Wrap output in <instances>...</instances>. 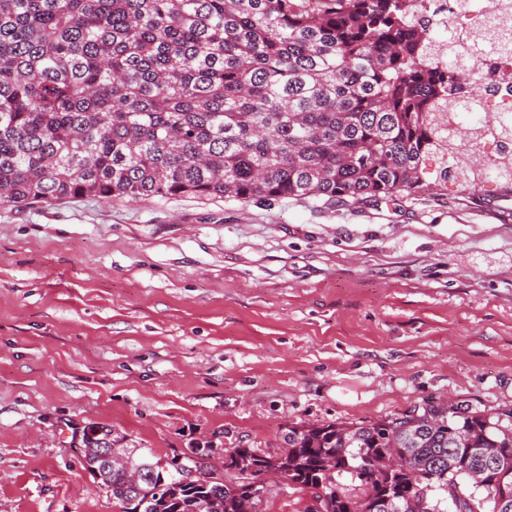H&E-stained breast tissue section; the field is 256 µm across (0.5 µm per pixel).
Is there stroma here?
Listing matches in <instances>:
<instances>
[{
	"label": "stroma",
	"mask_w": 512,
	"mask_h": 512,
	"mask_svg": "<svg viewBox=\"0 0 512 512\" xmlns=\"http://www.w3.org/2000/svg\"><path fill=\"white\" fill-rule=\"evenodd\" d=\"M426 401L512 411V196L0 207V512H117L93 423L220 477Z\"/></svg>",
	"instance_id": "35a3bbf8"
}]
</instances>
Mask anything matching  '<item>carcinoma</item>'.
<instances>
[{
  "label": "carcinoma",
  "instance_id": "1",
  "mask_svg": "<svg viewBox=\"0 0 512 512\" xmlns=\"http://www.w3.org/2000/svg\"><path fill=\"white\" fill-rule=\"evenodd\" d=\"M445 0H0V206L193 196L340 203L448 189L465 105L482 101ZM512 64V31L471 58ZM512 139V113L490 129ZM469 194L512 195V150ZM401 417L291 427L274 455L224 451V478L182 482L84 429L82 462L120 512H247L256 477L324 490L322 512H512V423L425 402ZM499 459L476 469L475 449ZM140 474L126 485L122 470ZM490 510H485V507Z\"/></svg>",
  "mask_w": 512,
  "mask_h": 512
}]
</instances>
